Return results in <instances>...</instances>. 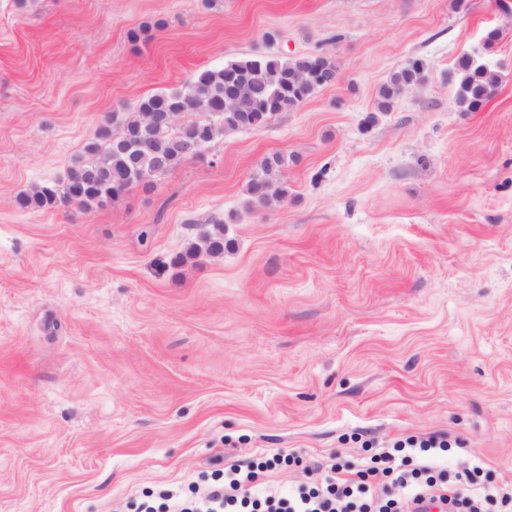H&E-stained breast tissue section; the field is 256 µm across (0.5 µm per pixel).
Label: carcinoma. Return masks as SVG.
I'll list each match as a JSON object with an SVG mask.
<instances>
[{
	"label": "carcinoma",
	"instance_id": "cac0c4a2",
	"mask_svg": "<svg viewBox=\"0 0 512 512\" xmlns=\"http://www.w3.org/2000/svg\"><path fill=\"white\" fill-rule=\"evenodd\" d=\"M425 64L420 59L408 61L394 72L379 91L378 110L387 112L395 100L410 88L424 82ZM313 76L311 84L297 86L293 78ZM337 76L336 66L327 57L288 58L268 53L248 60L230 61L222 68L195 73L182 87L160 91L141 98L131 112H121L118 123L121 136H112L110 124L101 125L84 146L85 158L77 160L61 184L36 185L18 199L22 209H47L77 204L101 205L114 200L113 190L123 191L135 184H148L157 177L154 163L165 160L169 169L191 157L187 146H206L229 132L253 127L252 117L271 118L293 109L314 93L329 85L328 77ZM457 100L465 110H475L494 93L498 76L486 64L463 56L456 68ZM248 84V94L232 110L213 111L224 103L225 89L236 83ZM179 111L183 121L150 137L151 150L132 148L145 134V120L150 112ZM288 156L275 153L265 158L247 185L248 204L269 207L288 193L281 181ZM209 254L224 252V227L204 238Z\"/></svg>",
	"mask_w": 512,
	"mask_h": 512
}]
</instances>
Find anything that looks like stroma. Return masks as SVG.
I'll use <instances>...</instances> for the list:
<instances>
[{"mask_svg":"<svg viewBox=\"0 0 512 512\" xmlns=\"http://www.w3.org/2000/svg\"><path fill=\"white\" fill-rule=\"evenodd\" d=\"M271 51L337 79L110 203L19 207L112 113ZM464 55L499 75L474 112ZM275 152L288 195L249 206ZM429 434L512 486V0H0V512H135L275 452L285 494ZM424 69L425 64L422 60L413 59L394 72L380 88L379 112H388L405 90L420 86L425 79Z\"/></svg>","mask_w":512,"mask_h":512,"instance_id":"35a3bbf8","label":"stroma"}]
</instances>
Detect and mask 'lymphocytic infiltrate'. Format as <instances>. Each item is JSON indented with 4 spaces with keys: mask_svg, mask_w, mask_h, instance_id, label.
I'll return each mask as SVG.
<instances>
[{
    "mask_svg": "<svg viewBox=\"0 0 512 512\" xmlns=\"http://www.w3.org/2000/svg\"><path fill=\"white\" fill-rule=\"evenodd\" d=\"M451 443L442 435L410 436L376 448L357 472L332 463L321 484L302 485L289 495L262 483L280 455L231 464L205 491L166 487L145 496L139 512H512V488L492 483L457 485L435 458Z\"/></svg>",
    "mask_w": 512,
    "mask_h": 512,
    "instance_id": "obj_1",
    "label": "lymphocytic infiltrate"
}]
</instances>
